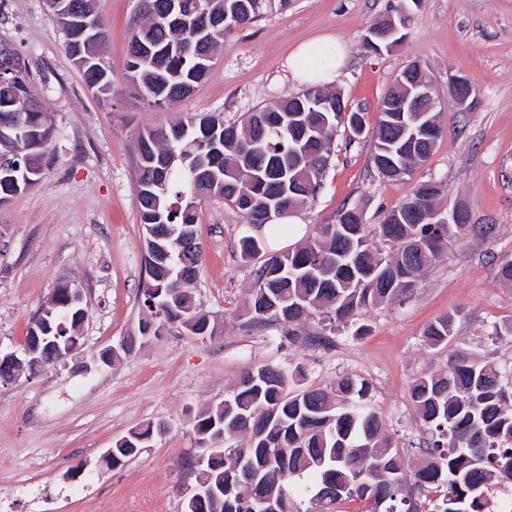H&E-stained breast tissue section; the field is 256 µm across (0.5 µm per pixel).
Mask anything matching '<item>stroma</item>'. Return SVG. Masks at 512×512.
Returning <instances> with one entry per match:
<instances>
[{
	"mask_svg": "<svg viewBox=\"0 0 512 512\" xmlns=\"http://www.w3.org/2000/svg\"><path fill=\"white\" fill-rule=\"evenodd\" d=\"M390 5L291 0L285 10L226 32L210 75L189 96L157 110L126 71L138 0H93L108 30L103 60L113 93L107 99L89 91L45 0H0V49L19 58L55 129L40 183L0 205V351L21 350L59 280L79 288L88 309L82 346L67 362L0 384V496L15 498L17 512H180L195 420L253 367L301 369L304 387L342 375L364 378L386 434L417 463L426 435L413 421L410 384L446 363L425 346V325L458 309L449 350L512 363V335L503 330L512 323V286L498 277L502 258L512 257V0H419L401 42L366 51L364 34ZM322 34L335 37L342 56L328 88L366 112L367 132L354 140L337 136L319 193L295 211L305 234L334 223L344 208L361 210L365 223H381L430 179L442 184L439 207L465 203L472 223L494 225V234L453 247L404 301L369 309L352 326L311 317L288 342L274 326L242 317L256 271L238 251L249 227L229 202L211 198L198 207L195 296L218 321L219 336L203 341L173 326L103 364L100 352L149 315L140 293L139 134L196 112L240 121L302 92L288 58L297 44ZM413 62L440 97L442 134L411 177L387 181L372 163V133L386 91ZM454 75L470 80L476 109L457 110L449 89ZM150 420L167 422L168 432L123 466H107L103 456L113 442Z\"/></svg>",
	"mask_w": 512,
	"mask_h": 512,
	"instance_id": "obj_1",
	"label": "stroma"
}]
</instances>
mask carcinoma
<instances>
[{
    "mask_svg": "<svg viewBox=\"0 0 512 512\" xmlns=\"http://www.w3.org/2000/svg\"><path fill=\"white\" fill-rule=\"evenodd\" d=\"M210 2L215 17L199 18L197 4ZM92 17L94 40L83 53L67 47L83 69L88 85L112 94L108 68L98 54L106 28L91 0H63ZM290 0H140L144 18L129 42L127 70L140 85L147 105L162 109L187 96L212 70L224 33L260 21ZM323 91L309 89L273 108L260 107L240 123H226L208 112L193 113L165 130L138 137L137 208L144 228L147 274L143 305L157 327H195L199 338L217 335L216 324L196 310L192 286L200 256L184 238L197 224L187 201L219 197L237 208L244 223L281 228L269 207L292 211L320 188L341 129L363 133L365 113L324 112L313 102ZM25 113L20 136L0 143V203L34 187L53 138L41 102L31 93L8 57L0 59V115ZM434 135L413 147L392 113L376 123L372 161L378 175L400 180L433 154L441 135L438 113L427 116ZM440 186H415L380 224H366L355 208H343L333 224H318L302 246L264 261L242 315L271 323L280 338L292 341L297 328L319 314L323 320L350 323L383 303L411 294L415 278L445 250L468 236H487L492 228L476 224H432ZM264 240L250 233L238 241L240 255L253 261ZM53 309L43 335L65 348L81 346L60 327L73 312ZM456 313L429 323L425 345L448 349ZM289 371L264 365L245 371L224 400L193 425L195 446L207 451L224 436L223 456L192 474L214 489L224 486V504L194 503L180 493L181 512H253L229 482L233 464L243 461L256 478L255 494L274 493L279 512H334L345 502L364 501L369 512H493L494 480L512 470V364L483 361L468 352L448 356L446 368L413 379L414 420L429 435L425 463L409 470L404 449L385 435V418L363 379L341 377L330 386L288 392ZM161 421H148L112 444L125 464L157 436ZM434 491L433 509L419 494ZM308 499L311 508L302 509Z\"/></svg>",
    "mask_w": 512,
    "mask_h": 512,
    "instance_id": "carcinoma-1",
    "label": "carcinoma"
}]
</instances>
